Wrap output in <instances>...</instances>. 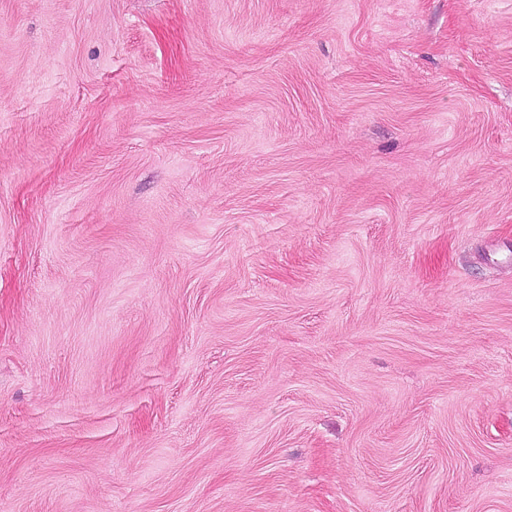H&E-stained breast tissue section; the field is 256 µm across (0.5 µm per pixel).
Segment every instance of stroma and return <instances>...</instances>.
Wrapping results in <instances>:
<instances>
[{
    "instance_id": "obj_1",
    "label": "stroma",
    "mask_w": 512,
    "mask_h": 512,
    "mask_svg": "<svg viewBox=\"0 0 512 512\" xmlns=\"http://www.w3.org/2000/svg\"><path fill=\"white\" fill-rule=\"evenodd\" d=\"M0 512H512V0H0Z\"/></svg>"
}]
</instances>
